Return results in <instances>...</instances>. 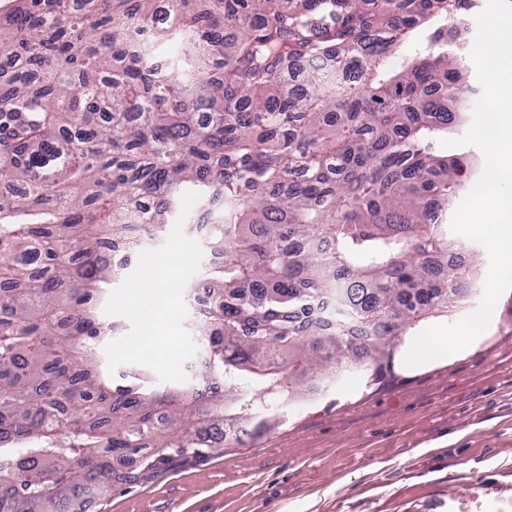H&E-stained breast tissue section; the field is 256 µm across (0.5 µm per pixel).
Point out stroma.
Returning a JSON list of instances; mask_svg holds the SVG:
<instances>
[{"mask_svg": "<svg viewBox=\"0 0 512 512\" xmlns=\"http://www.w3.org/2000/svg\"><path fill=\"white\" fill-rule=\"evenodd\" d=\"M381 365L305 380L269 428L143 483L80 489L87 512H512V291L484 340L448 364Z\"/></svg>", "mask_w": 512, "mask_h": 512, "instance_id": "stroma-1", "label": "stroma"}]
</instances>
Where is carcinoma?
<instances>
[{"instance_id": "1", "label": "carcinoma", "mask_w": 512, "mask_h": 512, "mask_svg": "<svg viewBox=\"0 0 512 512\" xmlns=\"http://www.w3.org/2000/svg\"><path fill=\"white\" fill-rule=\"evenodd\" d=\"M449 0H18L0 18V489L57 512L91 481L144 482L267 426L317 371L448 312L476 271L448 260L466 154ZM424 49L388 59L415 28ZM188 43L161 62L155 45ZM224 262L198 307L205 376L266 359L263 391H160L97 356L98 293L182 191ZM364 259L357 265L358 259ZM312 344V351L301 347ZM292 355V375L278 360ZM136 454L123 471L116 457Z\"/></svg>"}]
</instances>
